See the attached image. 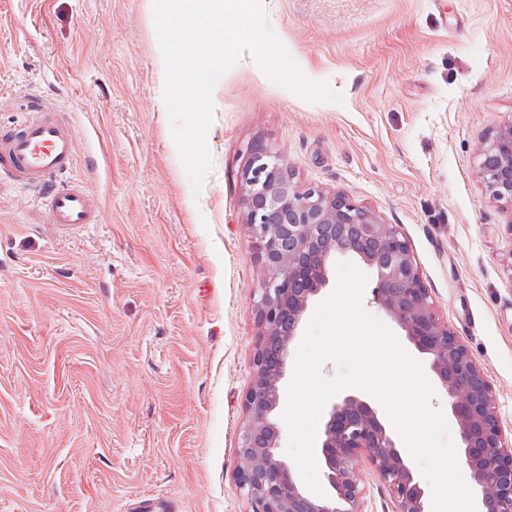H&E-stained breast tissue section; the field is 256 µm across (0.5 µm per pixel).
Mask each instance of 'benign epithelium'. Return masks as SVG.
Masks as SVG:
<instances>
[{"label":"benign epithelium","instance_id":"7a95c632","mask_svg":"<svg viewBox=\"0 0 512 512\" xmlns=\"http://www.w3.org/2000/svg\"><path fill=\"white\" fill-rule=\"evenodd\" d=\"M476 158L477 177L492 198L512 206V120L481 137ZM239 179L245 188L243 224L263 272L253 294L260 333L243 397L246 419L235 471L249 512H367V492L358 476L362 459L387 488L391 512H428L407 458L376 410L357 395L334 403L325 424L321 455L327 496H309L279 453L277 418L290 345L309 305L328 286L333 260L343 254L374 270L372 303L428 358L448 397L481 512H512V448L495 414L491 386L437 315L410 245L396 226L341 191L301 188L286 158L260 140L247 146Z\"/></svg>","mask_w":512,"mask_h":512}]
</instances>
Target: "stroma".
<instances>
[{"mask_svg":"<svg viewBox=\"0 0 512 512\" xmlns=\"http://www.w3.org/2000/svg\"><path fill=\"white\" fill-rule=\"evenodd\" d=\"M342 103L242 53L212 92L213 168L175 153L153 0H0V131L26 101L90 135L67 178L101 221L49 223L0 178V512H248L234 474L262 271L238 179L253 139L299 186L407 239L512 431V207L475 173L512 119V0H261Z\"/></svg>","mask_w":512,"mask_h":512,"instance_id":"stroma-1","label":"stroma"}]
</instances>
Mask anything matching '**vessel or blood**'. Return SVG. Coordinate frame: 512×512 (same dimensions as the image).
I'll return each instance as SVG.
<instances>
[{"label":"vessel or blood","instance_id":"vessel-or-blood-1","mask_svg":"<svg viewBox=\"0 0 512 512\" xmlns=\"http://www.w3.org/2000/svg\"><path fill=\"white\" fill-rule=\"evenodd\" d=\"M79 151L75 124L54 119L44 107L31 102L25 107L19 129L0 134V171L23 184L47 188L51 223L96 224L100 208L64 178Z\"/></svg>","mask_w":512,"mask_h":512}]
</instances>
